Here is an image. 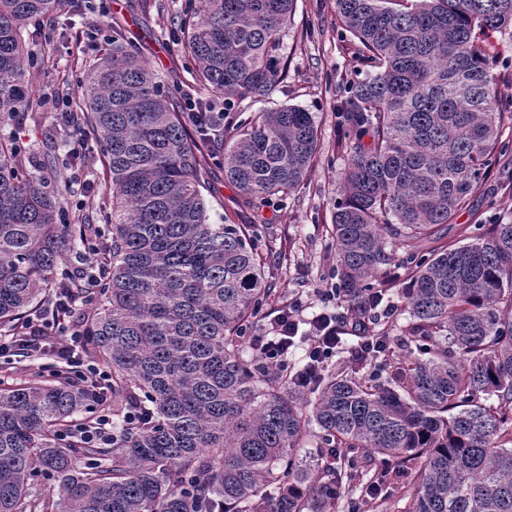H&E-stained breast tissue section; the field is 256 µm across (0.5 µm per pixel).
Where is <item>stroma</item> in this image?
Masks as SVG:
<instances>
[{
    "mask_svg": "<svg viewBox=\"0 0 512 512\" xmlns=\"http://www.w3.org/2000/svg\"><path fill=\"white\" fill-rule=\"evenodd\" d=\"M186 0H112L108 26L120 28L140 48L145 61L178 89V101L187 96L210 102L215 95L197 80L193 60L170 39L178 30ZM334 0H296L294 17L283 33L279 53L288 63L282 88L258 102L245 100L224 108L222 133L201 142L204 194L215 224L253 225L261 240L260 251L275 294L262 307L250 329L261 332L267 315L279 302L299 297L306 304L303 318L320 312L325 292L332 286L334 246L331 238L334 201L340 173L348 156L346 129L336 114V98L348 84L364 79L368 67L334 25ZM98 21L97 14H74L71 0H62L57 11L45 17L39 30L30 32L31 47L41 48L46 61L31 70L34 89L45 94L80 97L77 81L93 64L98 52L88 51L86 32ZM294 105L314 112L319 147L312 174L287 198L274 197L253 204L224 180V144L257 112ZM14 128L40 161L62 155L67 131L49 112L35 109L19 115ZM512 214V150L497 159L472 195L444 231L445 240L462 244L479 235L500 216ZM413 483L382 488L374 501L364 494L343 496L337 512L369 508L370 512H408Z\"/></svg>",
    "mask_w": 512,
    "mask_h": 512,
    "instance_id": "35a3bbf8",
    "label": "stroma"
}]
</instances>
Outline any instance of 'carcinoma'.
<instances>
[{"mask_svg":"<svg viewBox=\"0 0 512 512\" xmlns=\"http://www.w3.org/2000/svg\"><path fill=\"white\" fill-rule=\"evenodd\" d=\"M60 0H0V331L63 287L80 226L62 197L91 207L109 259L93 293L83 350L112 375V446L62 441L94 384L36 373L0 386V512H336L355 464L309 462L320 445L358 449L413 475L409 512H512V218L462 245L443 226L484 179L512 113L499 109L493 56L512 39V0H335L336 25L374 74L336 100L353 133L332 235L336 294L374 312L395 282L409 342L385 378L330 372L317 395L288 370L246 356L241 331L271 294L249 224H213L201 161L173 93L137 45L112 48L79 80L76 130L103 158L108 194L77 189L79 160L25 164L5 132L33 104L26 29ZM296 0H188L181 27L197 75L225 102L257 100L283 83L280 39ZM319 146L312 113L259 112L224 148V179L262 202L310 175ZM151 410L124 427L128 402ZM316 428L312 426L310 428V433L308 436L304 438L301 447L299 448L298 455L299 456H310L317 455L320 451L324 454L325 457H328L330 454L333 456L330 458L332 462H336V466L343 465L344 462L347 463V460L351 459L354 455L352 452L346 451L345 448H318V439L315 437ZM334 458H336L334 460Z\"/></svg>","mask_w":512,"mask_h":512,"instance_id":"obj_1","label":"carcinoma"}]
</instances>
